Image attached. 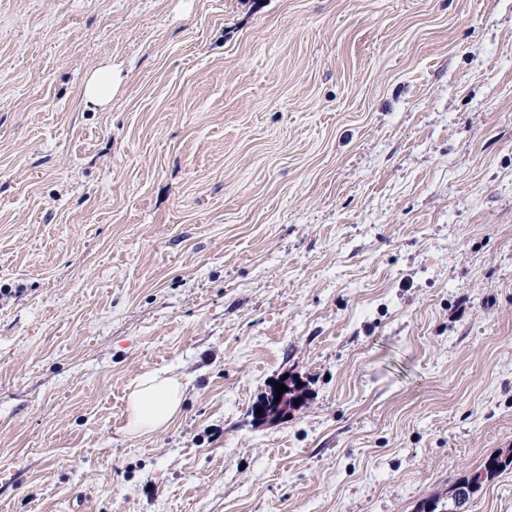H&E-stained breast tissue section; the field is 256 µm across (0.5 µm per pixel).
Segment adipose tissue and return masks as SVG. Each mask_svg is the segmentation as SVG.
<instances>
[{
    "mask_svg": "<svg viewBox=\"0 0 512 512\" xmlns=\"http://www.w3.org/2000/svg\"><path fill=\"white\" fill-rule=\"evenodd\" d=\"M182 394L178 376L157 373L141 376L129 396L131 433L146 435L167 427L179 411Z\"/></svg>",
    "mask_w": 512,
    "mask_h": 512,
    "instance_id": "ef3b65f1",
    "label": "adipose tissue"
}]
</instances>
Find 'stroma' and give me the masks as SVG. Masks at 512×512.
Returning a JSON list of instances; mask_svg holds the SVG:
<instances>
[{
	"mask_svg": "<svg viewBox=\"0 0 512 512\" xmlns=\"http://www.w3.org/2000/svg\"><path fill=\"white\" fill-rule=\"evenodd\" d=\"M506 448L512 0H0V512H414ZM116 87L112 65H103L88 77L83 87V99L86 104L105 105L112 99ZM182 384L176 375L145 374L129 396V429L146 435L165 428L176 417L182 403Z\"/></svg>",
	"mask_w": 512,
	"mask_h": 512,
	"instance_id": "35a3bbf8",
	"label": "stroma"
}]
</instances>
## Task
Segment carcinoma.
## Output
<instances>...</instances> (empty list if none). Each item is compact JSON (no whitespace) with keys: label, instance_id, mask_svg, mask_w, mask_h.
Masks as SVG:
<instances>
[{"label":"carcinoma","instance_id":"cac0c4a2","mask_svg":"<svg viewBox=\"0 0 512 512\" xmlns=\"http://www.w3.org/2000/svg\"><path fill=\"white\" fill-rule=\"evenodd\" d=\"M507 470L512 471L511 449L501 450L489 456L480 470L456 478L448 487V491L435 493L423 499L415 508V512H456L460 508L458 492H464V504L467 505L481 491L485 483L494 480Z\"/></svg>","mask_w":512,"mask_h":512}]
</instances>
